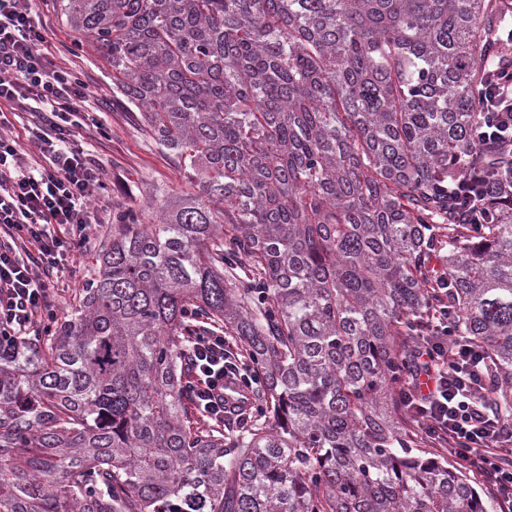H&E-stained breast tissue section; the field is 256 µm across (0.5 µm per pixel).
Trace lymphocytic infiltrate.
I'll list each match as a JSON object with an SVG mask.
<instances>
[{
    "mask_svg": "<svg viewBox=\"0 0 512 512\" xmlns=\"http://www.w3.org/2000/svg\"><path fill=\"white\" fill-rule=\"evenodd\" d=\"M44 25L20 0H0V107L39 110L28 141L0 134V335L26 332L36 317L55 319L52 279L68 272V256L97 223L92 197L106 169L79 145L87 92L70 69L54 65ZM484 115L473 142L512 154V75L491 70L480 98ZM223 332L194 336L183 354L187 390L216 423L232 426L239 410L224 402V380L256 382ZM482 358L448 333V297L439 295L419 336L404 354L407 380L400 410L433 447L512 512V421L474 388L486 376Z\"/></svg>",
    "mask_w": 512,
    "mask_h": 512,
    "instance_id": "lymphocytic-infiltrate-1",
    "label": "lymphocytic infiltrate"
}]
</instances>
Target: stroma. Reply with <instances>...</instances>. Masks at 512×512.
Wrapping results in <instances>:
<instances>
[{
    "mask_svg": "<svg viewBox=\"0 0 512 512\" xmlns=\"http://www.w3.org/2000/svg\"><path fill=\"white\" fill-rule=\"evenodd\" d=\"M26 5L50 30L56 63L73 68L85 83L93 123L83 130L80 144L107 167V192L91 201L99 222L70 254V275L53 285L57 314L62 317L95 267L116 216L132 210L143 223H150L159 202L156 187H164L168 195L176 196L186 191L187 185L172 158L155 145L139 113L113 97L112 70L106 60L69 27L55 5L45 0H27Z\"/></svg>",
    "mask_w": 512,
    "mask_h": 512,
    "instance_id": "obj_1",
    "label": "stroma"
}]
</instances>
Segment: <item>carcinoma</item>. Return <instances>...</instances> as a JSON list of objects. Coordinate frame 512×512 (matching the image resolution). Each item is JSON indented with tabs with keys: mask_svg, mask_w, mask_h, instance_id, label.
I'll return each mask as SVG.
<instances>
[{
	"mask_svg": "<svg viewBox=\"0 0 512 512\" xmlns=\"http://www.w3.org/2000/svg\"><path fill=\"white\" fill-rule=\"evenodd\" d=\"M56 5L190 190L116 217L55 328L0 336V512H495L393 397L446 286L512 418V160L470 145L512 0ZM484 166L504 199L463 224ZM195 317L262 381L234 432L184 390ZM472 185H478L480 187V193L483 195L482 198H495V196L499 193L496 183L491 179H488L486 174H483L480 170H478L476 175L469 180L465 182H459L456 187L451 190L449 189L448 197L452 200H457L456 202H461L462 199L465 201V199L469 196Z\"/></svg>",
	"mask_w": 512,
	"mask_h": 512,
	"instance_id": "obj_1",
	"label": "carcinoma"
}]
</instances>
